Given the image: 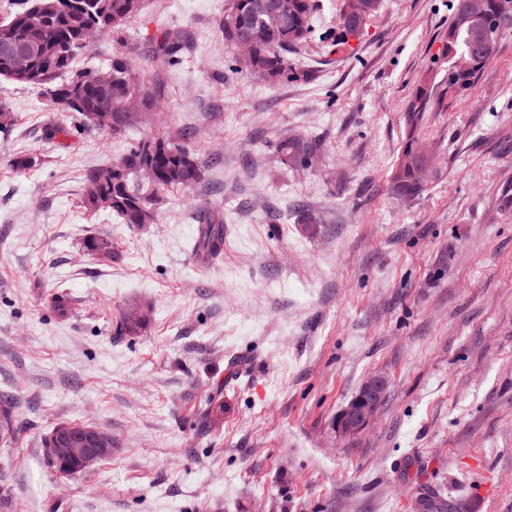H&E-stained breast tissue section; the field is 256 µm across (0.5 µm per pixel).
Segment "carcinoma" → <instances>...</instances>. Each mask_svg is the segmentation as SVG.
<instances>
[{"mask_svg":"<svg viewBox=\"0 0 512 512\" xmlns=\"http://www.w3.org/2000/svg\"><path fill=\"white\" fill-rule=\"evenodd\" d=\"M279 9H267V0H231L218 28L227 53L233 55V70L275 84L306 80L310 71L290 62L294 53L312 34V21L320 10L319 0H278ZM456 0L448 21L441 54L448 67L442 86L456 97L468 96L477 75L493 60L500 38L486 36L488 23L512 6V0H479V10L469 15ZM14 9L0 22V80L37 88L46 102L74 113L86 127L96 125L97 117L108 114L110 129L122 131L133 125L136 114L127 111L134 97L142 100V111L151 110L161 98L163 85L157 79L137 81L134 63L126 52L127 28L142 9V0H14ZM336 33L328 43L330 51L350 48V40L361 39L365 30L346 24L337 9ZM96 28L100 37L112 38V62L102 72L73 69L75 56L88 47V34ZM251 36L250 52L236 56V40ZM30 51L28 73L14 70L13 49ZM182 38L169 30L159 42V59L164 66L178 63ZM434 87L421 85L406 113L402 149L391 173V188L401 197L422 196L419 166L427 157L419 151V131L432 98ZM322 153L317 138L300 136L274 143L277 162L290 171L304 164L308 151ZM153 164L158 182H139L137 166ZM203 170L193 150L182 141L158 138L131 147L112 163V169L95 168L84 178V208L110 211L122 224L139 227L155 224L160 194L171 188H190L199 183ZM197 250L218 256L224 249V220L210 211L200 218Z\"/></svg>","mask_w":512,"mask_h":512,"instance_id":"cac0c4a2","label":"carcinoma"}]
</instances>
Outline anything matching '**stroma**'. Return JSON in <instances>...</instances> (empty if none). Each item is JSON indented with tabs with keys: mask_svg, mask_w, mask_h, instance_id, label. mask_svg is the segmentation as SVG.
I'll use <instances>...</instances> for the list:
<instances>
[{
	"mask_svg": "<svg viewBox=\"0 0 512 512\" xmlns=\"http://www.w3.org/2000/svg\"><path fill=\"white\" fill-rule=\"evenodd\" d=\"M454 0H382L350 51L329 53L323 0L306 81L232 72L217 25L228 0H143L128 29L150 76L162 30L182 62L120 133L80 127L36 89L0 82V443L9 512H512V33L470 96L437 95L421 134L432 176L389 188L417 87L441 80ZM183 134L205 168L132 228L85 210L89 169L137 141ZM318 135L317 170L273 153ZM35 164L14 169L13 159ZM324 219L306 239L283 214ZM224 218V250L194 255L196 215ZM112 246L90 251V239ZM65 297L67 312L52 306ZM148 308L126 332L122 313ZM374 374L371 425L336 417ZM112 435V455L65 478L42 442L59 424Z\"/></svg>",
	"mask_w": 512,
	"mask_h": 512,
	"instance_id": "1",
	"label": "stroma"
}]
</instances>
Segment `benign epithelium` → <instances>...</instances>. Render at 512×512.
<instances>
[{"instance_id":"benign-epithelium-1","label":"benign epithelium","mask_w":512,"mask_h":512,"mask_svg":"<svg viewBox=\"0 0 512 512\" xmlns=\"http://www.w3.org/2000/svg\"><path fill=\"white\" fill-rule=\"evenodd\" d=\"M371 7L367 0H343V18L352 24L365 21ZM386 379L380 375L367 378L354 398L341 411L336 429L342 435H355L372 422L384 399ZM47 460L58 465L60 474L75 478L92 471L112 455V436L102 428L58 425L46 438L43 448Z\"/></svg>"}]
</instances>
